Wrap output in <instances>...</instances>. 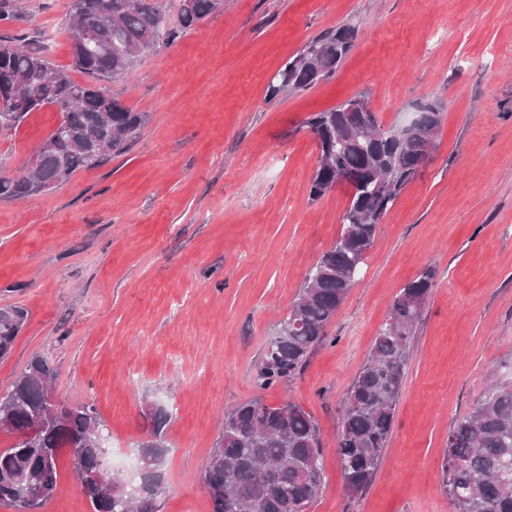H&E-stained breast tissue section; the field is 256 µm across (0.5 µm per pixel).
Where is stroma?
I'll return each mask as SVG.
<instances>
[{
  "mask_svg": "<svg viewBox=\"0 0 512 512\" xmlns=\"http://www.w3.org/2000/svg\"><path fill=\"white\" fill-rule=\"evenodd\" d=\"M11 2L0 39L68 66L71 0ZM338 27L354 45L336 74L268 98L283 63ZM107 87L146 115L127 149L57 189L0 201V308L27 312L0 360V393L47 358L58 395L96 408L112 468L132 477L144 403L162 406L158 512H212L200 475L225 414L256 397L318 423L325 485L308 512H455L440 479L449 429L512 364V0H224ZM358 93L386 129L435 105L441 133L325 339L262 391L267 340L350 202L344 185L310 198L319 151L304 121ZM58 119L46 108L0 137V168H22ZM426 268L435 285L381 464L347 496L342 405L395 295ZM58 471L43 512H91L69 454Z\"/></svg>",
  "mask_w": 512,
  "mask_h": 512,
  "instance_id": "stroma-1",
  "label": "stroma"
}]
</instances>
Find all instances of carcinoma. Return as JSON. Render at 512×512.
<instances>
[{
	"label": "carcinoma",
	"instance_id": "carcinoma-1",
	"mask_svg": "<svg viewBox=\"0 0 512 512\" xmlns=\"http://www.w3.org/2000/svg\"><path fill=\"white\" fill-rule=\"evenodd\" d=\"M224 0H179L176 23L165 27L163 0H74L63 25L71 33L72 62L56 67L40 51L18 46L0 52V92L17 96L0 107V134L17 131L30 113L54 108L59 121L40 145L37 170L0 173V200H19L66 183L73 173L102 165L124 150L145 121L98 83L125 74L136 53L160 36L174 42L206 17L223 10ZM354 34L336 28L310 41L275 74L269 98L284 90L305 91L332 77L349 53ZM86 81L78 82L73 72ZM354 98L305 122L321 161L310 184L317 199L336 186L341 172L352 175L351 200L342 231L308 272L280 325L288 335L270 338L257 368V386L287 382L304 366L326 327L346 299L372 247L378 225L429 157L431 135L442 117L434 107L420 111L421 126L397 141L382 130L376 113L353 107ZM434 287L425 269L395 296L389 322L381 327L363 367L353 379L342 410L338 442L344 492L355 497L372 483L391 434L411 343ZM26 322L18 306L0 308V359L7 357ZM56 369L34 357L0 394V431L15 437L0 448V504L15 512H40L58 486V458L78 449L74 470L91 512H157L159 470L168 447L164 412L148 410L152 439L141 443L142 477L136 500L115 494L98 478L108 449L97 435L103 425L89 404L61 401L51 411L48 390ZM213 512H306L324 484L320 429L302 407L273 405L256 397L226 417L205 464ZM443 489L456 512H512V382L494 381L476 407L448 432L441 468Z\"/></svg>",
	"mask_w": 512,
	"mask_h": 512
}]
</instances>
